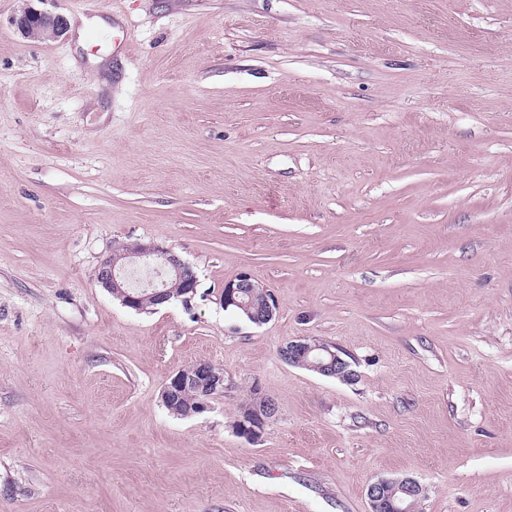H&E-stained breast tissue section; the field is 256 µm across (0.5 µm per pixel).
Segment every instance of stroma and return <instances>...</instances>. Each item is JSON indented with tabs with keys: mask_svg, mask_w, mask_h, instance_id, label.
Listing matches in <instances>:
<instances>
[{
	"mask_svg": "<svg viewBox=\"0 0 512 512\" xmlns=\"http://www.w3.org/2000/svg\"><path fill=\"white\" fill-rule=\"evenodd\" d=\"M136 242L191 306L100 286ZM243 272L266 324L219 301ZM198 361L224 393L174 418ZM402 477L512 512V0H0V512H370ZM19 31L29 38L42 41L56 40L67 30V19L62 14L29 10L14 20ZM140 261L143 264H153L162 273L165 280L161 285L158 283L148 285V280L143 282L140 289L146 290L148 297L152 299L153 304L149 301L142 311V293L131 289L133 288L125 276L128 266L134 262ZM98 283L112 296L121 300V303L137 312H147L149 309L156 310L159 306L170 303L171 301L190 302L197 294L199 279L194 269L185 262L180 256L171 250L164 248L154 242H139L134 245H121L112 250L100 264L97 273ZM169 280L176 281L183 289L182 300L177 296L180 288H174V284H169V288H173V296L167 288ZM155 286V287H154ZM154 287V289H152ZM152 291V292H151ZM172 297V299H171ZM183 303V302H182ZM342 351L331 344L298 339L290 341L280 350L281 357L288 361L289 365L310 366L320 374L328 377L350 380L354 374L349 369V363L342 357ZM318 358L317 363L309 364V357ZM189 388L197 392L198 399L193 391L183 393L184 390ZM223 393L224 370L218 369L214 364H192L179 369L169 378L162 390L161 400L166 405L172 406L181 397L180 404L174 406L173 411L164 404L163 406L170 415L176 418H188L183 416V411L190 405L195 403L188 410L189 415L201 414L207 410L208 403L215 394ZM278 411L275 400L261 392H255L251 407L246 410L242 420L237 424L239 433L249 441H257L264 430L266 423Z\"/></svg>",
	"mask_w": 512,
	"mask_h": 512,
	"instance_id": "1",
	"label": "stroma"
}]
</instances>
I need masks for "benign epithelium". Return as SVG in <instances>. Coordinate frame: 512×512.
<instances>
[{
    "mask_svg": "<svg viewBox=\"0 0 512 512\" xmlns=\"http://www.w3.org/2000/svg\"><path fill=\"white\" fill-rule=\"evenodd\" d=\"M19 31L26 37L42 41L55 40L67 30V19L62 14L29 10L15 19ZM153 264L162 273L165 282L154 287L148 297L155 306L171 302L167 281L173 280L182 288L183 301L190 302L197 294L199 279L194 269L180 256L154 242H139L134 245H121L112 250L100 264L97 273L98 283L121 303L137 312L142 311L145 296L131 288L125 276L128 266L135 262ZM222 305L243 309L246 320L255 325L269 322L275 315L278 305L268 289L256 282L249 274L242 273L224 283ZM281 357L294 366L310 365L320 374L344 380L353 378L349 363L342 357V351L331 344L298 339L290 341L280 350ZM315 356L318 362L309 363ZM192 388L198 394V401L190 407L188 414L205 412L209 401L216 394L224 393V371L213 364H192L179 369L165 384L161 400L168 406L176 404L184 390ZM278 411L275 400L260 392H255L251 407L246 410L237 424L239 433L250 441L261 437L266 423ZM367 496L371 512H413L424 497L423 486L410 477L379 479L368 486Z\"/></svg>",
    "mask_w": 512,
    "mask_h": 512,
    "instance_id": "7a95c632",
    "label": "benign epithelium"
}]
</instances>
